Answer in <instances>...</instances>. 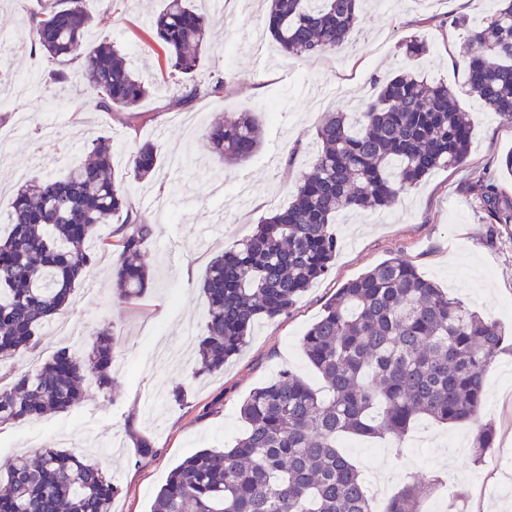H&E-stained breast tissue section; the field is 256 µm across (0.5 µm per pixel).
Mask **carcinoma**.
<instances>
[{"instance_id": "1", "label": "carcinoma", "mask_w": 512, "mask_h": 512, "mask_svg": "<svg viewBox=\"0 0 512 512\" xmlns=\"http://www.w3.org/2000/svg\"><path fill=\"white\" fill-rule=\"evenodd\" d=\"M264 18L281 51L294 56L334 54L362 24L361 0H267ZM487 21L455 25L482 48L462 56L471 93L512 121V0H495ZM93 17L82 0H40L28 37L52 65L51 82L77 63L93 82L88 106L101 112H137L152 86L127 65L122 49L92 43ZM211 19L194 0H162L148 34L163 51L172 82L171 103L186 107L217 93L221 82L199 77ZM404 57L428 51L413 38ZM471 138L468 113L444 83L401 72L378 86L357 112L328 115L316 129L312 169L292 200L257 225L236 248L215 257L201 282L207 321L198 342L199 375L220 371L246 344L259 320L288 314L299 296L325 276L336 255V215L386 206L440 167L460 165ZM262 129L250 112L213 120L209 153L228 162L248 159ZM84 159L64 176L20 186L8 203L9 232L0 235V365L36 343L39 331L69 304L76 286L96 266L90 242L100 224L123 215L113 232L112 279L124 302L142 298L152 277L145 248L154 228L140 220L112 172V137L84 145ZM161 146L142 142L128 157L127 175L150 178ZM492 223H512V206L490 179L474 186ZM509 339L497 323L451 297L416 267L383 261L347 281L303 336L302 350L323 380L314 392L284 369L254 388L240 412L247 432L230 448H208L184 459L157 492L151 512H371L364 480L336 449L344 434H389L402 446L420 417L460 425L478 420L484 373ZM117 352L111 327L95 332L79 351L63 348L35 370L12 373L0 385V425L69 413L92 379L113 386ZM492 425L480 426L476 458L494 448ZM405 485L383 512H421L437 485ZM120 487L102 466L60 448H41L31 462L0 465V512H112Z\"/></svg>"}]
</instances>
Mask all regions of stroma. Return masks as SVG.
Wrapping results in <instances>:
<instances>
[{
	"label": "stroma",
	"instance_id": "stroma-1",
	"mask_svg": "<svg viewBox=\"0 0 512 512\" xmlns=\"http://www.w3.org/2000/svg\"><path fill=\"white\" fill-rule=\"evenodd\" d=\"M199 0L208 14L223 11L208 38L203 71L223 78L224 89L184 108L170 104L169 75L147 36L159 0H85L95 18L87 38L123 49L131 69L153 80L156 92L140 116L88 108L92 85L78 64L65 83L44 78L47 67L30 48L28 17L37 0H0V34L12 46L0 58V84L23 80L20 95L0 106V226L19 176L64 175L83 158V145L100 130L113 139L112 169L145 223L155 229L145 260L153 279L142 300L121 302L112 292L111 259L100 253L91 276L75 288L61 312L71 334L45 329L34 352L17 361L26 370L74 339L89 341L102 325L119 341L114 386L85 384V398L67 414L0 425V463L51 446L99 461L121 487L112 512H150L170 471L204 448L233 445L246 430L240 407L256 387L288 369L313 388L322 383L307 362L301 338L338 288L380 262L397 257L415 266L483 317L512 330V223H490L470 195L472 182L494 176L512 198V174L501 166L512 153V123L489 112L470 94L457 59L466 49L452 17L477 25L495 0H364L366 23L349 51L321 57L282 52L264 26L262 0ZM423 39L429 52L406 61L399 46ZM408 70L448 84L472 120L471 150L459 166L434 170L387 208L337 215L336 260L329 273L297 300L287 316L257 322L247 344L223 371L196 375V341L205 329L207 302L200 281L210 259L250 237L260 222L287 206L313 162L310 144L332 112L354 111L376 92L375 80ZM248 111L262 126V145L247 161L222 163L204 148L214 118ZM156 139L164 160L149 180L127 175L129 153ZM185 385L176 405L171 391ZM495 426V448L512 452V355L500 354L484 376L477 423L445 425L418 420L406 446L389 439L346 437L340 449L360 468L365 483L381 481L394 494L412 476L429 474L453 485L464 512H512V463L476 460L478 424ZM157 450L138 461L137 439ZM505 487L489 497L486 487Z\"/></svg>",
	"mask_w": 512,
	"mask_h": 512
}]
</instances>
